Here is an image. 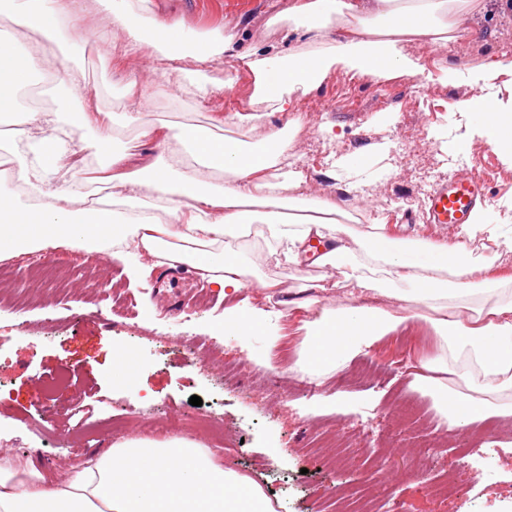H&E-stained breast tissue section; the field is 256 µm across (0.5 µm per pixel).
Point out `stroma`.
<instances>
[{"mask_svg": "<svg viewBox=\"0 0 512 512\" xmlns=\"http://www.w3.org/2000/svg\"><path fill=\"white\" fill-rule=\"evenodd\" d=\"M289 0H249L237 12L214 11L199 19L188 0H147L151 15L169 24L207 32L239 27V50L287 49V22L269 17ZM80 27L105 29L104 42L70 49L53 47L38 81L54 80L61 64H102L100 79L88 81V104L109 112H136L139 124L125 129L118 144L153 158L162 153L143 130L193 123L223 126L239 137L227 119L247 108L253 76L240 69L233 89H225L224 64L207 70L216 90L203 101L174 97L151 85L150 63L122 51L123 36L112 33L110 18L85 8ZM412 67L360 80L349 104L334 100L339 82L350 73L337 65L306 94L297 93L287 111L268 113L265 126L281 128L298 109L308 118L306 140L291 144L295 196L322 197L354 216L350 234L382 227L385 236L450 244L456 229L420 222L418 201L460 173L456 157L475 161L487 187L483 204L490 223L503 225L500 246L477 248L496 271L512 274V161L495 147L471 114L465 99L482 93L508 99L506 67L512 64V11L500 13L487 0L483 13L467 18L459 38L439 46L421 38L407 43ZM136 88H127L128 76ZM423 83L428 94L412 105L410 91ZM71 136L83 162L74 175L86 182L93 199L110 198L96 182L100 156L91 148V130L73 127ZM411 216L393 228L392 215ZM340 235L341 244H349ZM250 262L249 287L224 298L204 282L181 301L180 289L160 285L159 268L148 267L136 243L124 259L57 249L0 261V455L19 466L34 464L47 480H63L84 456L112 442L108 420L127 417L124 438L157 441L172 436L200 439L215 464L247 476L272 497L276 512H348L349 494L381 488L400 512H512V418L489 417L466 430L449 429L432 395L418 389L412 372L435 356L437 346L422 320L324 378L295 371L304 334L305 309L346 303L335 269L303 253L299 263L277 261L274 242L262 225L234 242ZM51 261L55 279L33 287L30 269ZM275 280L273 300L264 299L257 281ZM263 310L262 326L247 339V350L224 339V316L232 309ZM280 341L268 349V334ZM134 356L139 371L132 386L115 383V355ZM267 356L260 367L255 357ZM378 361L379 372L355 382L356 369ZM70 369L65 385L46 382ZM199 396L202 406L191 405ZM352 403L350 413L329 406L332 398ZM435 438L429 458L431 480L455 472L453 495L431 493L406 466L423 436Z\"/></svg>", "mask_w": 512, "mask_h": 512, "instance_id": "35a3bbf8", "label": "stroma"}]
</instances>
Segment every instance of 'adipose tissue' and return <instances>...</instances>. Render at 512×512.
Returning <instances> with one entry per match:
<instances>
[{
    "instance_id": "obj_1",
    "label": "adipose tissue",
    "mask_w": 512,
    "mask_h": 512,
    "mask_svg": "<svg viewBox=\"0 0 512 512\" xmlns=\"http://www.w3.org/2000/svg\"><path fill=\"white\" fill-rule=\"evenodd\" d=\"M84 0H0V16L64 44V30H76V9ZM124 33L123 52L150 54L153 69L172 90L207 97L213 89L204 64L223 60L226 70L243 64L254 75L251 110L236 113L234 125L260 129L265 111L282 112L291 94L308 92L337 63L363 75L402 68L403 44L426 36L439 45L457 37L465 15L484 0H294L286 14L292 29L312 43L309 51L257 58L236 49L238 34L227 28L210 35L167 26L143 13L138 0H95ZM346 20V32L329 39L331 18ZM189 58L193 70L171 73L169 62ZM39 51H17L0 39V115L13 117L0 136V153L11 156L16 182L40 198L21 206L15 194L0 192V260L48 249L72 248L106 253L117 259L127 240H138L154 265L185 263L207 286L224 295L244 286L234 238L250 226L264 225L268 237L283 244L286 262L298 261L310 237L335 234L337 207L316 201L311 214L286 218L294 198L272 168L288 161V139L277 129L257 142L233 139L194 126L174 132L178 149L130 167L127 151L114 147L118 127L136 123L131 114L89 112L66 115L18 105L17 93L40 65ZM493 109L476 113L496 146L512 157V99L492 98ZM94 130L92 143L102 156L101 170L111 182L116 210L81 208L80 197L58 189L78 165L67 140V124ZM220 171L228 184L203 180ZM164 201L166 223L147 214L144 192ZM498 243V225L475 213L452 244L425 241L402 244L374 233L371 242L321 252L318 261L336 268L350 285L352 301L311 311L303 322L298 366L316 377L344 367L385 338L405 328L413 308L433 311L427 320L437 353L424 361L416 379L428 389L449 428L461 429L490 415L512 416V276L493 275L490 262L474 257L475 234ZM380 297L392 307L377 305ZM275 512L262 487L211 460L202 443L185 437L166 441L132 439L88 455L66 480L49 486L35 466L18 468L0 457V512Z\"/></svg>"
}]
</instances>
